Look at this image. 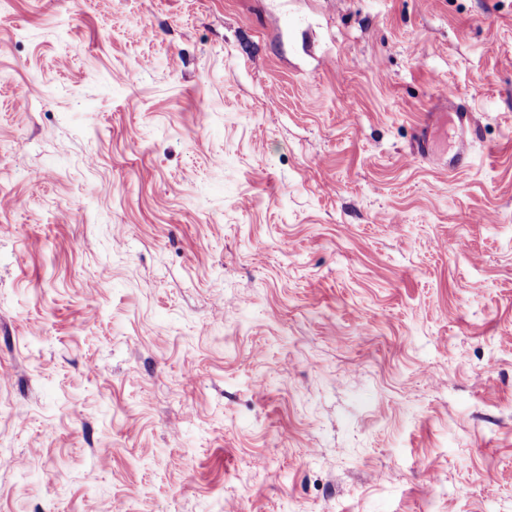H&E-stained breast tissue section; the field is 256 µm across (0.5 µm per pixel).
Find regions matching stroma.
<instances>
[{
  "mask_svg": "<svg viewBox=\"0 0 512 512\" xmlns=\"http://www.w3.org/2000/svg\"><path fill=\"white\" fill-rule=\"evenodd\" d=\"M0 512H512V0H0Z\"/></svg>",
  "mask_w": 512,
  "mask_h": 512,
  "instance_id": "35a3bbf8",
  "label": "stroma"
}]
</instances>
